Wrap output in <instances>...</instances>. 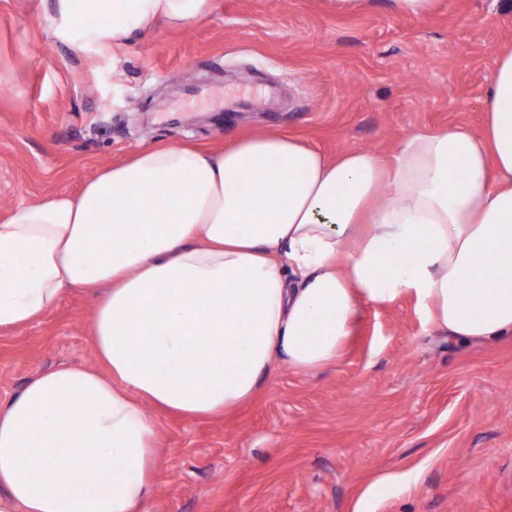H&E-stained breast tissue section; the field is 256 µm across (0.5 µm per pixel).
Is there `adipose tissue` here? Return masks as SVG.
<instances>
[{
    "label": "adipose tissue",
    "mask_w": 512,
    "mask_h": 512,
    "mask_svg": "<svg viewBox=\"0 0 512 512\" xmlns=\"http://www.w3.org/2000/svg\"><path fill=\"white\" fill-rule=\"evenodd\" d=\"M214 0H53L54 34L123 46ZM480 133L405 134L390 160L281 133L217 150L156 142L0 220V331L95 293L99 368L62 366L0 401V512H142L156 407L250 401L276 362L337 359L361 303L413 295L459 343L512 339V49Z\"/></svg>",
    "instance_id": "obj_1"
}]
</instances>
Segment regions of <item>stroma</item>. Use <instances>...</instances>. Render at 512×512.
Segmentation results:
<instances>
[{
	"label": "stroma",
	"mask_w": 512,
	"mask_h": 512,
	"mask_svg": "<svg viewBox=\"0 0 512 512\" xmlns=\"http://www.w3.org/2000/svg\"><path fill=\"white\" fill-rule=\"evenodd\" d=\"M53 0H0V215L78 193L142 145L218 149L288 134L335 157L390 156L413 130L480 132L505 0H216L182 29L122 47L56 40ZM94 301L72 290L0 332V400L36 374L97 366ZM160 466L145 512H512V340L451 342L412 296L362 306L342 355L274 365L249 402L207 419L154 414ZM386 492L366 497L380 476ZM434 4L435 0H389L388 8L400 15L426 17Z\"/></svg>",
	"instance_id": "obj_1"
}]
</instances>
